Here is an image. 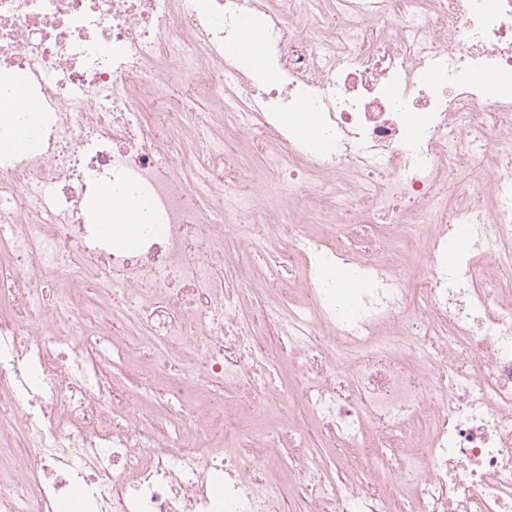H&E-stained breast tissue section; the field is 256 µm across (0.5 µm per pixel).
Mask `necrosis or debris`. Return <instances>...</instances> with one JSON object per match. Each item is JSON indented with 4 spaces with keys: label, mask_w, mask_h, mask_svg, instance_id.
Wrapping results in <instances>:
<instances>
[{
    "label": "necrosis or debris",
    "mask_w": 512,
    "mask_h": 512,
    "mask_svg": "<svg viewBox=\"0 0 512 512\" xmlns=\"http://www.w3.org/2000/svg\"><path fill=\"white\" fill-rule=\"evenodd\" d=\"M336 5L314 27L310 0H0V83L40 127L0 155V437L26 451L0 462V512H63L77 482L85 512H268L285 493L248 449L279 448L272 414L309 512H512V85L490 102L482 82L512 76V0ZM246 16L255 69L231 53ZM301 103L308 139L279 120ZM222 110L265 161L257 195L209 143ZM104 186L146 213L135 246L88 221ZM229 237L287 240L267 283L288 271L302 303L243 311ZM109 349L136 387L104 374ZM213 386L247 416L182 414ZM299 404L357 478L326 481Z\"/></svg>",
    "instance_id": "necrosis-or-debris-1"
}]
</instances>
